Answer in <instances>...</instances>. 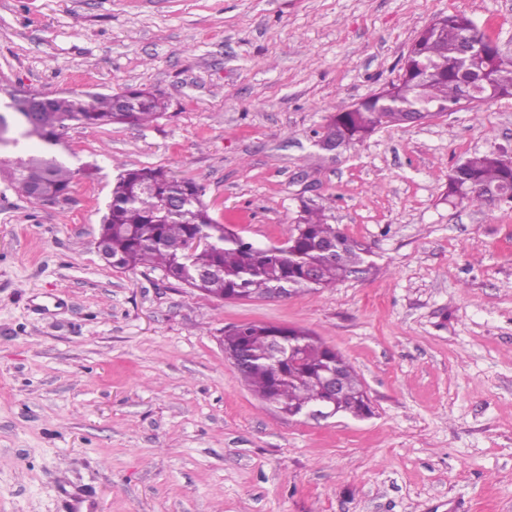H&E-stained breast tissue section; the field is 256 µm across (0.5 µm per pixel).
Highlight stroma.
I'll use <instances>...</instances> for the list:
<instances>
[{
    "label": "stroma",
    "instance_id": "stroma-1",
    "mask_svg": "<svg viewBox=\"0 0 512 512\" xmlns=\"http://www.w3.org/2000/svg\"><path fill=\"white\" fill-rule=\"evenodd\" d=\"M512 48V0H0V82L160 92L142 126L70 125L69 195L0 177V512H512V207L451 203L458 159L512 146V97L381 126L340 159L315 132L397 79L440 16ZM196 182L259 246L302 203L376 271L285 299L216 300L96 239L117 175ZM340 351L373 414L267 406L224 354L243 322Z\"/></svg>",
    "mask_w": 512,
    "mask_h": 512
}]
</instances>
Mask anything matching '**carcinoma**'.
<instances>
[{"label": "carcinoma", "mask_w": 512, "mask_h": 512, "mask_svg": "<svg viewBox=\"0 0 512 512\" xmlns=\"http://www.w3.org/2000/svg\"><path fill=\"white\" fill-rule=\"evenodd\" d=\"M479 36V24L462 14L438 18L415 38L402 60L398 81L374 96L329 118L322 136L338 135L346 145L366 139L382 125L406 123V106L438 105L455 111L463 82L475 79L469 107L512 96V54L485 46L472 64L458 60L457 43ZM0 113V149L36 137L45 150L27 156L0 157L14 187L27 197L40 190L68 195L75 172L57 157L54 147L74 122L86 127L112 124L144 125L166 109L161 95L143 88L116 94L93 91L45 96L46 105L35 124L27 121L24 97L11 92ZM494 147L456 162L448 175V201L476 205L512 202V165ZM203 189L161 168H138L120 174L112 187V201L99 236L112 255V266L134 269L149 265L206 296L219 299L288 297L328 288L374 267L368 251L336 225L328 223L322 209L304 207L294 231L278 245L257 246L219 223L203 201ZM176 198L172 210L162 206ZM194 238L207 244L194 250ZM292 346L291 355L271 351L273 337ZM224 352L246 350L247 363L237 369L242 380L266 404L288 418L300 417L325 396L323 371L334 363L344 377L345 396L336 402V414L365 418L372 415L362 381L349 361L308 331L270 323L247 322L224 332Z\"/></svg>", "instance_id": "cac0c4a2"}]
</instances>
